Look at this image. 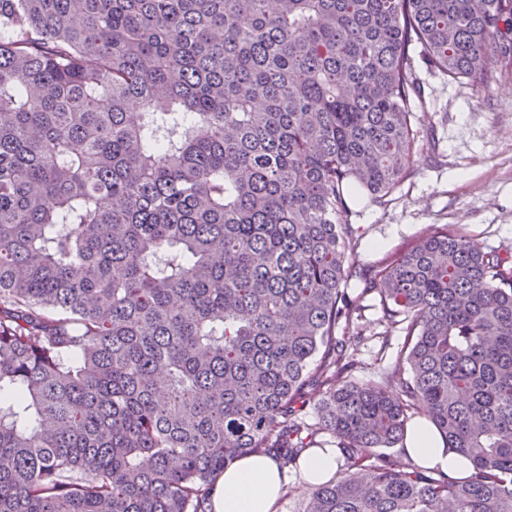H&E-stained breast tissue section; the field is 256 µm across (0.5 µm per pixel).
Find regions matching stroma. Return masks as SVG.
I'll use <instances>...</instances> for the list:
<instances>
[{
  "label": "stroma",
  "mask_w": 512,
  "mask_h": 512,
  "mask_svg": "<svg viewBox=\"0 0 512 512\" xmlns=\"http://www.w3.org/2000/svg\"><path fill=\"white\" fill-rule=\"evenodd\" d=\"M488 87L449 81L418 65L426 108L416 114L415 162L385 206L351 207L356 266L377 264L413 239L441 226L463 228L488 246L512 253V54H496ZM404 337L361 345L356 383L381 379L399 357Z\"/></svg>",
  "instance_id": "1"
}]
</instances>
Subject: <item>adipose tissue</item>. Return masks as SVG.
Segmentation results:
<instances>
[{
  "label": "adipose tissue",
  "mask_w": 512,
  "mask_h": 512,
  "mask_svg": "<svg viewBox=\"0 0 512 512\" xmlns=\"http://www.w3.org/2000/svg\"><path fill=\"white\" fill-rule=\"evenodd\" d=\"M404 454L418 466L440 470L452 479L464 478L470 468L467 459L446 452L442 437L424 417L407 431ZM284 482L273 458L246 455L217 478L211 498L213 512H277Z\"/></svg>",
  "instance_id": "1"
}]
</instances>
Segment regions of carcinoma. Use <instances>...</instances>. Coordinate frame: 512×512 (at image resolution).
<instances>
[{
    "mask_svg": "<svg viewBox=\"0 0 512 512\" xmlns=\"http://www.w3.org/2000/svg\"><path fill=\"white\" fill-rule=\"evenodd\" d=\"M510 30L512 0H0V512H209L325 434L305 512H512V255L444 224L358 268L348 221L412 166L415 62L484 87ZM353 278L404 333L362 384ZM423 410L466 479L385 453ZM338 467L336 448H314L300 462L302 477L309 483L331 478Z\"/></svg>",
    "mask_w": 512,
    "mask_h": 512,
    "instance_id": "cac0c4a2",
    "label": "carcinoma"
}]
</instances>
